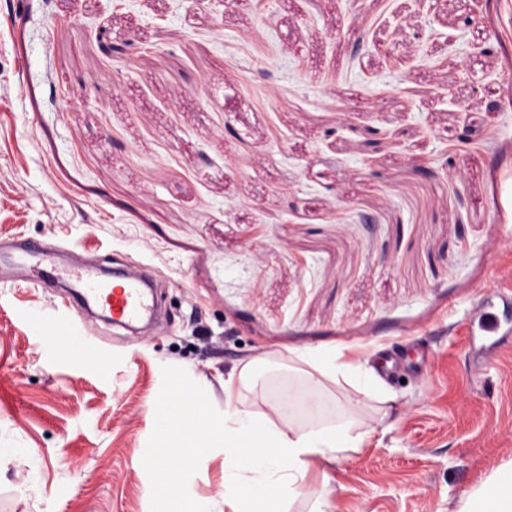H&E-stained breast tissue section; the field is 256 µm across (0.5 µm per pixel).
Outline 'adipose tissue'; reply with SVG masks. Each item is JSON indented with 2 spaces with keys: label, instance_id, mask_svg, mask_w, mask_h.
<instances>
[{
  "label": "adipose tissue",
  "instance_id": "ef3b65f1",
  "mask_svg": "<svg viewBox=\"0 0 512 512\" xmlns=\"http://www.w3.org/2000/svg\"><path fill=\"white\" fill-rule=\"evenodd\" d=\"M280 366L276 358L253 361L224 377V407L207 421L191 418L195 399L184 374L168 375L170 405L160 410L161 427L177 448L205 454L223 452V496L200 506L190 480L175 470L164 474L168 512H247L251 504L275 499L277 512H292L297 499L324 512L326 493L308 492L307 473L318 461L335 462L360 451L372 430L346 410L335 388H351L380 403L392 394L367 362L349 348L314 346L298 349ZM260 389L267 411L251 410L241 390ZM459 512H512V461L500 464Z\"/></svg>",
  "mask_w": 512,
  "mask_h": 512
}]
</instances>
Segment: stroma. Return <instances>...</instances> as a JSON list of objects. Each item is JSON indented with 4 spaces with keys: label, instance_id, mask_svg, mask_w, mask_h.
<instances>
[{
    "label": "stroma",
    "instance_id": "1",
    "mask_svg": "<svg viewBox=\"0 0 512 512\" xmlns=\"http://www.w3.org/2000/svg\"><path fill=\"white\" fill-rule=\"evenodd\" d=\"M24 238L150 269L165 315L131 333L0 263L9 512H165L172 464L223 495V454L161 453L169 368L201 421L232 367L310 345L404 359L370 443L311 471L327 512H457L512 460V314L479 311L512 291V0H0Z\"/></svg>",
    "mask_w": 512,
    "mask_h": 512
}]
</instances>
